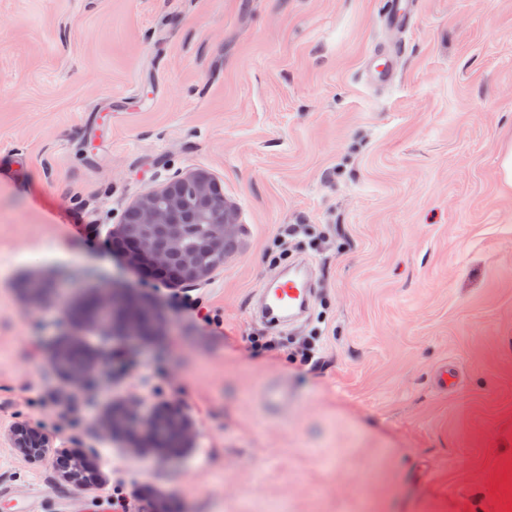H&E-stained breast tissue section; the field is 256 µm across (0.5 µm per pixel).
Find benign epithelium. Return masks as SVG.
I'll list each match as a JSON object with an SVG mask.
<instances>
[{
	"label": "benign epithelium",
	"instance_id": "1",
	"mask_svg": "<svg viewBox=\"0 0 512 512\" xmlns=\"http://www.w3.org/2000/svg\"><path fill=\"white\" fill-rule=\"evenodd\" d=\"M206 216V223L211 231L205 249L182 248V225L196 222ZM141 225L142 237L138 249L134 252L120 251L126 264L141 274L164 265L171 252L178 251L187 273L188 281L194 282L205 277L210 267L204 262V254L221 255L224 253V240L235 237L239 232L234 212L224 202V195L215 182L203 173H198L172 181L161 189L146 192L133 205L126 215V224ZM93 305L100 311L111 314L108 320L97 316H78L76 320L97 327L106 338L112 336H139L149 338L158 334L159 318L155 306L133 294H127L120 288L112 289V301L105 302L100 297H93ZM108 352L102 351L82 363L69 362L58 354L57 363L70 383L82 384L87 377L102 363ZM161 409L174 419L182 433V446L193 441L195 433L192 422L185 410L172 403ZM153 419L138 418L121 428L141 452L175 453V449H149L146 437L152 430ZM12 443L29 461L41 462L50 454V440L43 431L18 426L12 432ZM77 459L81 470L63 472L62 478L70 483L93 488L102 483L97 457L92 452L75 448L58 457L57 462Z\"/></svg>",
	"mask_w": 512,
	"mask_h": 512
}]
</instances>
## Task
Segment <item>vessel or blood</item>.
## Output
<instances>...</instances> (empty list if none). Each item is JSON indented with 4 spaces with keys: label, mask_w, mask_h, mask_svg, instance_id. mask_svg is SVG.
Instances as JSON below:
<instances>
[{
    "label": "vessel or blood",
    "mask_w": 512,
    "mask_h": 512,
    "mask_svg": "<svg viewBox=\"0 0 512 512\" xmlns=\"http://www.w3.org/2000/svg\"><path fill=\"white\" fill-rule=\"evenodd\" d=\"M413 15V0H389L384 24L387 29L401 33L410 27ZM401 52L402 46L397 43L389 49L374 54L366 67L368 83L376 87L391 84L395 78L391 58L400 55ZM310 271L308 261L304 260L271 281L261 295L262 315L283 324L301 318L306 313L310 302ZM262 400L269 411L277 412L286 409L289 403L287 385L280 383L266 385Z\"/></svg>",
    "instance_id": "1"
}]
</instances>
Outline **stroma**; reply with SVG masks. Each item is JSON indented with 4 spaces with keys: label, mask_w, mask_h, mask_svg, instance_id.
Listing matches in <instances>:
<instances>
[{
    "label": "stroma",
    "mask_w": 512,
    "mask_h": 512,
    "mask_svg": "<svg viewBox=\"0 0 512 512\" xmlns=\"http://www.w3.org/2000/svg\"><path fill=\"white\" fill-rule=\"evenodd\" d=\"M0 0V488L15 512H507L512 506V0ZM401 40L384 89L363 73ZM216 180L237 250L198 283L214 331L113 252L153 188ZM306 225L291 238L283 229ZM308 260L307 317L255 312L277 272ZM48 280L51 295L26 288ZM151 301L159 336L107 340L72 322L89 293ZM78 336L114 361L91 388L53 362ZM274 339L258 351L254 337ZM316 346L317 366L299 358ZM452 365L457 385L436 373ZM285 381L287 411L262 388ZM185 409L195 445L166 458L112 435L113 404ZM95 452L104 480L64 481L8 439ZM413 1L415 0H389V6L384 16L385 27L398 33L406 31L413 20ZM12 443L33 463L43 461L51 451L48 435L33 427L17 426L12 432Z\"/></svg>",
    "instance_id": "stroma-1"
}]
</instances>
